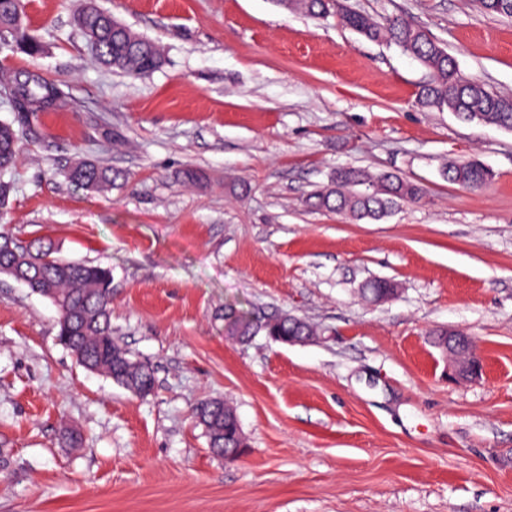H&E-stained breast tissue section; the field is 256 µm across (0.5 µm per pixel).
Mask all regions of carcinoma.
Segmentation results:
<instances>
[{"label":"carcinoma","mask_w":512,"mask_h":512,"mask_svg":"<svg viewBox=\"0 0 512 512\" xmlns=\"http://www.w3.org/2000/svg\"><path fill=\"white\" fill-rule=\"evenodd\" d=\"M277 6L314 18L336 16L347 28L371 42H386L417 60L428 80L419 89V102L430 109L447 110L467 122L512 130V96L500 94L465 75L454 56L426 30L402 16L379 23L373 17L347 8L342 0H275ZM488 16L512 18V0H476ZM86 40L91 61L104 68L136 77L163 65L157 42L129 26L112 24V14L97 0H84L75 18ZM0 28L14 31L12 50L31 58L44 51L41 38L24 21L21 0H0ZM0 99L6 101L12 120L0 121V172L17 161L20 133L40 112L72 108L64 85L27 70L0 77ZM448 181L472 191L489 184L494 174L477 161L451 163ZM122 173L95 161H82L67 172L69 181L82 188L106 192ZM335 187L309 195L306 204L316 210L334 211L355 220L379 221L405 202L421 199L423 189L392 173L372 174L359 167L336 170ZM0 274L21 276L33 293L49 299L57 308V338L85 370L104 376L139 397L155 388L153 369L135 358L113 336L112 272L107 267L59 256L51 242L22 240L0 232ZM396 284L376 279L365 284V296L390 294ZM283 343L290 336L309 340L319 332L306 320L285 315L274 320L233 306L224 308V334L256 336L259 333ZM195 418L205 427L212 453L226 461L239 457L243 435L236 410L221 399L200 403Z\"/></svg>","instance_id":"carcinoma-1"}]
</instances>
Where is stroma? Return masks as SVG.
<instances>
[{"instance_id": "35a3bbf8", "label": "stroma", "mask_w": 512, "mask_h": 512, "mask_svg": "<svg viewBox=\"0 0 512 512\" xmlns=\"http://www.w3.org/2000/svg\"><path fill=\"white\" fill-rule=\"evenodd\" d=\"M23 4L44 52L0 44V70L75 105L22 136L0 228L110 268L112 328L157 383L137 398L84 370L53 304L0 276V512H512V131L421 106L416 60L273 0H99L165 50L135 79L91 63L81 0ZM349 4L409 17L512 94V20L474 0ZM470 159L495 175L482 190L443 175ZM81 160L124 183L71 184ZM342 166L426 194L373 223L308 208ZM379 278L394 298L362 296ZM228 305L325 334L237 344ZM448 329L481 377L449 378L430 337ZM210 398L237 412L236 461L192 416Z\"/></svg>"}]
</instances>
